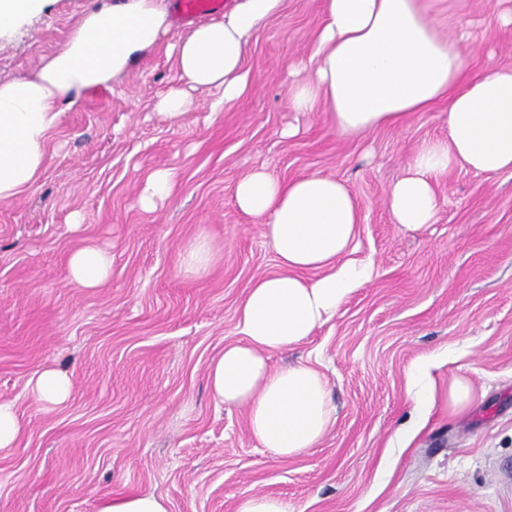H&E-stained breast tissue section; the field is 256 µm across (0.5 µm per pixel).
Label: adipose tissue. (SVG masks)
Here are the masks:
<instances>
[{
  "mask_svg": "<svg viewBox=\"0 0 512 512\" xmlns=\"http://www.w3.org/2000/svg\"><path fill=\"white\" fill-rule=\"evenodd\" d=\"M436 0H324V24L312 68L291 84L295 112H326L332 128L354 138L397 126L438 108L447 137L424 141L391 186L387 206L402 229L435 223L437 187L461 165L494 174L512 170V70L466 72L462 38L443 36ZM285 0H234L221 20L194 27L176 45L182 79L221 90L232 103L249 89L248 45ZM172 28L166 0H94L78 31L44 57L32 77L0 79V202L32 188L62 104L111 86ZM235 201L263 226L278 272L254 279L237 308L240 339L210 365L214 399L248 410L252 437L276 457L316 447L334 421L327 382L312 366L278 370L272 353L301 343L333 317L343 300L373 276L355 259L360 205L341 180L310 173L291 180L260 166L237 181ZM112 256L77 249L67 280L96 288L111 275Z\"/></svg>",
  "mask_w": 512,
  "mask_h": 512,
  "instance_id": "obj_1",
  "label": "adipose tissue"
}]
</instances>
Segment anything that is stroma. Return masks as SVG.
Segmentation results:
<instances>
[{
  "label": "stroma",
  "mask_w": 512,
  "mask_h": 512,
  "mask_svg": "<svg viewBox=\"0 0 512 512\" xmlns=\"http://www.w3.org/2000/svg\"><path fill=\"white\" fill-rule=\"evenodd\" d=\"M92 0H45L0 31V79L33 75L75 34ZM497 0H441L440 30L468 33L470 72L512 68V26ZM322 0H285L247 49L255 76L229 106L186 87L174 46L191 22L108 88L64 109L31 189L0 203V402L22 430L0 450V512H97L129 492L166 496L171 512H234L247 494L287 499L294 512H512V171L455 168L439 189L436 224H394L386 197L416 148L445 131L433 113L347 139L324 113L291 112L286 90L307 68ZM185 89L179 120L159 98ZM298 132L282 137L284 127ZM266 166L288 180L344 181L361 208L358 255L372 280L301 344L271 355L324 376L335 421L319 444L276 458L252 438L247 410L213 399L210 363L238 340L236 310L251 281L277 272L262 227L236 206V182ZM174 174L171 197L145 210L146 176ZM213 249L202 273L186 245ZM112 255L108 281L65 282L78 248ZM433 357L444 390L466 377L471 402L438 405L411 437L407 372ZM46 369L73 380L46 408L29 382Z\"/></svg>",
  "instance_id": "obj_1"
}]
</instances>
